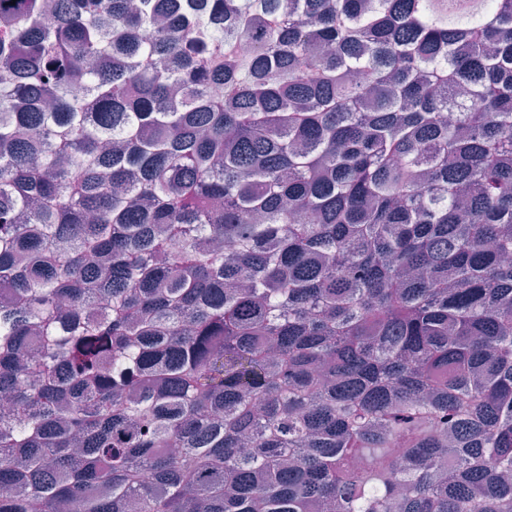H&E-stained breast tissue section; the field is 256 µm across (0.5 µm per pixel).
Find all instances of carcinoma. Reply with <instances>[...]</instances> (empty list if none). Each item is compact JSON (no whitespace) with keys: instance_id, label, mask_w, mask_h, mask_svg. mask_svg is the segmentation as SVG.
<instances>
[{"instance_id":"1","label":"carcinoma","mask_w":512,"mask_h":512,"mask_svg":"<svg viewBox=\"0 0 512 512\" xmlns=\"http://www.w3.org/2000/svg\"><path fill=\"white\" fill-rule=\"evenodd\" d=\"M0 11V512H512V0Z\"/></svg>"}]
</instances>
